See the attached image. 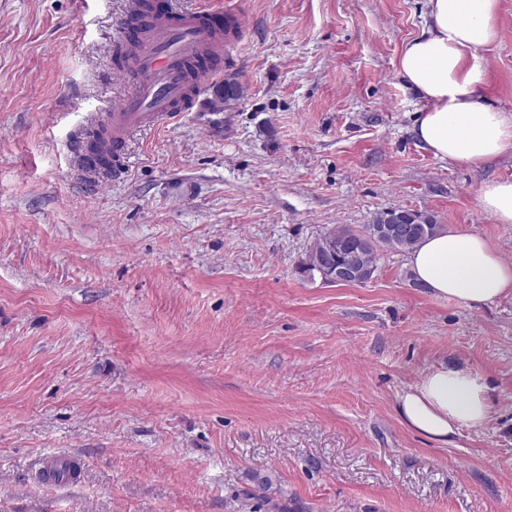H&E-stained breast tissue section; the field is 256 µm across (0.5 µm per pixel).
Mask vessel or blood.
<instances>
[{
  "label": "vessel or blood",
  "mask_w": 512,
  "mask_h": 512,
  "mask_svg": "<svg viewBox=\"0 0 512 512\" xmlns=\"http://www.w3.org/2000/svg\"><path fill=\"white\" fill-rule=\"evenodd\" d=\"M228 22V32H220L210 11L200 7L141 16L138 37L122 45L124 68L135 72L139 83L113 103L97 127L98 146L113 174L124 170L133 131L178 119L219 83L224 50L241 34L237 14H229Z\"/></svg>",
  "instance_id": "vessel-or-blood-1"
}]
</instances>
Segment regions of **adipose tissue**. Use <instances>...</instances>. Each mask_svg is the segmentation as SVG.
Returning <instances> with one entry per match:
<instances>
[{"label": "adipose tissue", "instance_id": "1", "mask_svg": "<svg viewBox=\"0 0 512 512\" xmlns=\"http://www.w3.org/2000/svg\"><path fill=\"white\" fill-rule=\"evenodd\" d=\"M420 36L404 43L398 71L420 98L414 133L435 159L480 170L512 152V113L482 106L476 93L487 71L481 51L498 37L499 0H428ZM481 209L512 224V178L485 181ZM417 283L437 299L492 304L512 295V262L476 233L443 230L409 254ZM396 411L411 431L445 446L465 428L488 424L494 407L486 378L440 363L397 396Z\"/></svg>", "mask_w": 512, "mask_h": 512}]
</instances>
